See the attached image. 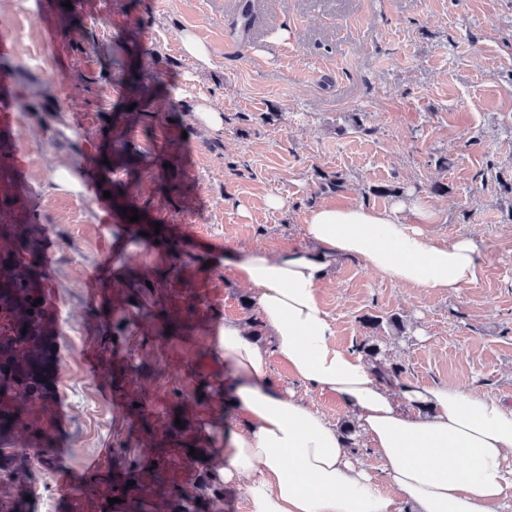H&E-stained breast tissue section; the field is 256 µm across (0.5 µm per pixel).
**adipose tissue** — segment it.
<instances>
[{"instance_id": "adipose-tissue-1", "label": "adipose tissue", "mask_w": 512, "mask_h": 512, "mask_svg": "<svg viewBox=\"0 0 512 512\" xmlns=\"http://www.w3.org/2000/svg\"><path fill=\"white\" fill-rule=\"evenodd\" d=\"M435 214L418 202L391 210L319 206L306 233L310 250L244 256L221 250L245 283L266 330L226 321L210 360L226 373L234 414L224 431L225 484L243 489L249 512H501L512 501V408L484 393L445 383L421 388L379 380L363 355L335 342L317 286L339 258L356 257L397 283L456 293L481 273L468 237L435 242ZM299 383L332 392L354 414L357 432L383 463L375 482L340 428L303 395L268 376L271 355Z\"/></svg>"}]
</instances>
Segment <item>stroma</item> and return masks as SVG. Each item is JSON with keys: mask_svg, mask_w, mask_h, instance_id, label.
Instances as JSON below:
<instances>
[{"mask_svg": "<svg viewBox=\"0 0 512 512\" xmlns=\"http://www.w3.org/2000/svg\"><path fill=\"white\" fill-rule=\"evenodd\" d=\"M95 17L59 12V19L91 29L100 45L91 60L69 52L67 94L88 84L105 114L75 106L67 114L73 145L57 148L40 119L54 87L53 65L32 60L42 39L36 17L44 0H0V17L17 31L11 66L20 76L17 130L28 166L24 217L35 219L42 240H53L52 283L66 355L60 382L49 388L40 425L54 426L52 407L64 404V437L75 453L20 454L35 479L72 472L82 459L115 444L128 462L151 449L162 464L145 467L127 494L136 512H152L151 497L202 493L193 463L181 457L179 416H212L208 392L217 377L207 350L211 319L244 320L240 296L252 290L230 267L187 263L204 245L271 254L307 249L305 225L321 205L361 204L379 210L416 199L436 212L435 241L473 238L481 252L478 280L440 295L389 280L357 258L337 260L317 287L332 318L338 346L364 338L365 316L400 317L403 332L372 334L388 362L404 364L402 384L447 383L477 389L512 406V0H259L247 34L233 27L238 0H101ZM191 32L209 49L211 68L185 55ZM135 39L152 48L146 62L159 111L131 124L126 149L133 169L113 168L112 180L152 221L169 227L177 249L144 244L113 258L116 267L141 268L155 281L146 302L178 315L181 331L163 332L157 320L131 310L126 333L114 339L108 305L85 311L83 281L97 263L99 244L112 236L93 203L62 185L64 174L93 167L87 144L102 137L109 112L131 106L110 68L115 42ZM176 101V112L166 111ZM222 109L224 128L208 131L193 113L203 102ZM340 172L347 187L333 191L324 177ZM443 192H433L434 184ZM279 207H271V199ZM103 358L133 355L137 376L114 373L113 400L143 402L129 420L110 417L86 383L87 344ZM112 461L80 481L74 507L24 501L25 512H114Z\"/></svg>", "mask_w": 512, "mask_h": 512, "instance_id": "35a3bbf8", "label": "stroma"}]
</instances>
